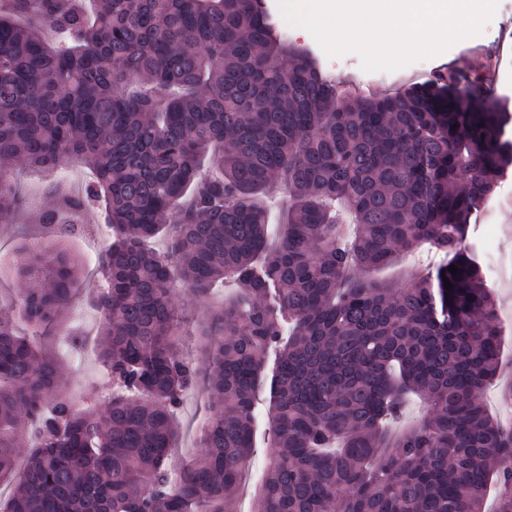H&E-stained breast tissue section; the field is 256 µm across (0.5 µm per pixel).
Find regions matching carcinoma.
Returning a JSON list of instances; mask_svg holds the SVG:
<instances>
[{
	"label": "carcinoma",
	"instance_id": "1",
	"mask_svg": "<svg viewBox=\"0 0 512 512\" xmlns=\"http://www.w3.org/2000/svg\"><path fill=\"white\" fill-rule=\"evenodd\" d=\"M511 126L453 74L356 98L288 44L264 0H96L92 15L75 0H7L0 229L30 209L22 166L78 160L96 182L84 196L51 187L36 214L53 239L15 249L0 512H235L264 390L271 444L251 512H485L491 482L496 512H512V428L480 399L502 327L469 244L512 169ZM279 190L272 246L259 201ZM90 198L113 230L93 292L112 394L78 412L46 344L83 280L59 240ZM161 233L168 250L147 248ZM423 245L446 261L400 284L355 275ZM226 280L239 298L198 319L174 299L177 283L202 303ZM189 336L200 362L184 355ZM198 386L201 451L172 468L174 412ZM410 393L427 411L390 439L383 425Z\"/></svg>",
	"mask_w": 512,
	"mask_h": 512
}]
</instances>
